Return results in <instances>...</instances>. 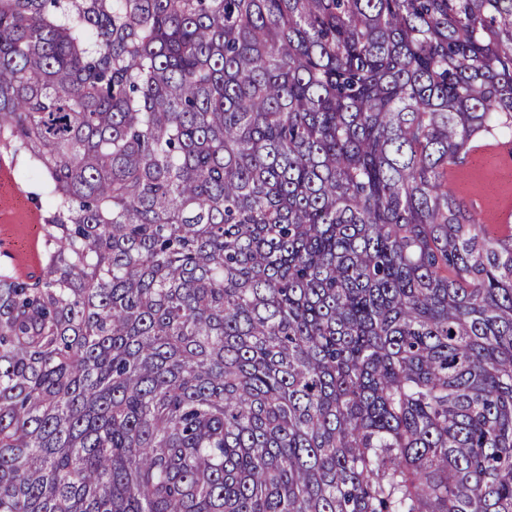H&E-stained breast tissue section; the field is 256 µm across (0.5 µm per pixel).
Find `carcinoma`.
<instances>
[{"mask_svg":"<svg viewBox=\"0 0 512 512\" xmlns=\"http://www.w3.org/2000/svg\"><path fill=\"white\" fill-rule=\"evenodd\" d=\"M512 0H0V512H512ZM484 155L490 157L489 165L484 168L475 167V157L471 161L466 158L464 162L454 166L464 185L463 187L459 183L458 197L470 210L471 201L480 199L486 203L488 209L493 208L494 212L500 203L510 199L512 212V161L509 171L502 163L497 149H491ZM20 206H18L11 217L10 223L2 224L0 222V238L2 233L11 237L19 245H24L31 238H37L39 229L34 233L36 228L32 227L36 225L39 228V224H31L28 221L27 213L29 210L35 207L30 200L24 197ZM35 210V209H33ZM2 226H4L2 228Z\"/></svg>","mask_w":512,"mask_h":512,"instance_id":"obj_1","label":"carcinoma"}]
</instances>
